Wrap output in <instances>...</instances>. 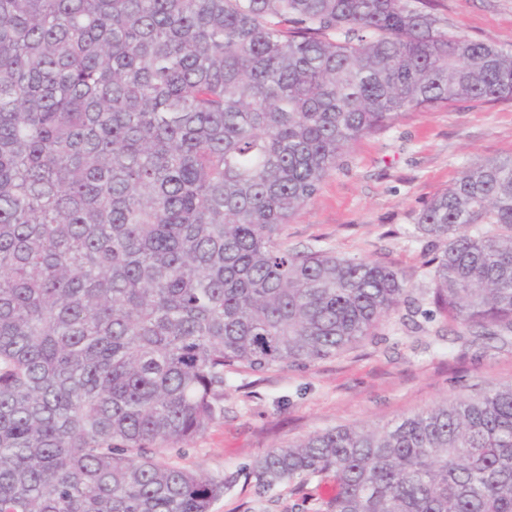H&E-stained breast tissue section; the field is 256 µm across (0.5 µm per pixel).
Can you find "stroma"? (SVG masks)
<instances>
[{"label":"stroma","mask_w":512,"mask_h":512,"mask_svg":"<svg viewBox=\"0 0 512 512\" xmlns=\"http://www.w3.org/2000/svg\"><path fill=\"white\" fill-rule=\"evenodd\" d=\"M448 28L512 49V0H441ZM512 155V101L424 109L361 138L286 225L289 246L327 245L337 255L403 272L411 296L429 282L423 207L473 159ZM512 382V343L469 335L442 316L399 307L369 337L304 368L237 369L224 386V415L188 441L179 466L236 481L213 512H298L285 484L258 493L248 467L276 447L340 426L383 425L451 396Z\"/></svg>","instance_id":"stroma-1"}]
</instances>
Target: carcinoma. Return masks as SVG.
<instances>
[{"mask_svg": "<svg viewBox=\"0 0 512 512\" xmlns=\"http://www.w3.org/2000/svg\"><path fill=\"white\" fill-rule=\"evenodd\" d=\"M512 100V50L435 0H0V512H212L168 454L226 373L335 356L400 305L512 336V157L418 217L435 310L283 237L359 138ZM302 512H512V384L253 463Z\"/></svg>", "mask_w": 512, "mask_h": 512, "instance_id": "carcinoma-1", "label": "carcinoma"}]
</instances>
